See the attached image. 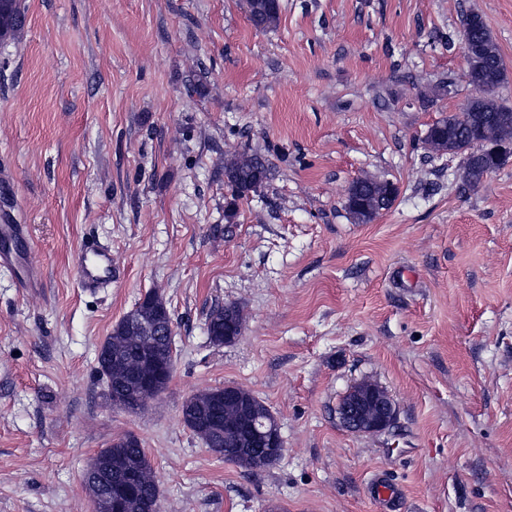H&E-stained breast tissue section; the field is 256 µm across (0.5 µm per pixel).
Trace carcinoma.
<instances>
[{"label": "carcinoma", "mask_w": 512, "mask_h": 512, "mask_svg": "<svg viewBox=\"0 0 512 512\" xmlns=\"http://www.w3.org/2000/svg\"><path fill=\"white\" fill-rule=\"evenodd\" d=\"M250 19H261L265 25L274 24L279 15V0H246ZM0 13L10 17L26 18L24 0H3ZM460 43L463 51L475 55V64L471 68L470 86L473 94L462 104L458 111L436 121L428 130L425 143L437 153L462 158L465 174L464 185L474 188L484 177L495 171L498 165L487 154L479 155L473 151V142L485 133L500 132L512 138V106L503 102H494L487 98L502 82L505 62L500 49L488 29L482 16L471 12L462 19ZM269 163L257 153L241 154L224 160V176L231 189L232 199L245 196L249 191L262 184L268 176ZM396 199V189L389 181L357 180L348 188L345 207L354 221L366 224L381 211L389 209ZM136 321L147 324H170V310L162 298L149 294L145 300L127 313ZM206 325L215 335L211 343L224 344V336L243 325V315L239 306L226 304L213 308ZM111 352L122 354L128 361H135L144 347L138 338L121 330L115 325L105 340ZM103 377L107 387L118 396L130 392L124 374L111 366L105 368ZM224 395V389L215 388L201 391L190 398L193 405L202 409L205 416L214 419V423L205 431L195 421L187 419L184 425L196 435L213 453L224 457V461L234 463L248 471L256 470V460L264 457L265 443L263 431L276 423L270 409L252 393L242 391V399L236 405H224L216 397ZM243 413L256 419L260 434L251 435L238 446L235 440L224 432V419ZM102 453L112 456V465L137 473L139 478L138 501L129 505L128 512H145L146 506L159 494L156 474L141 442L134 435H126L112 441L102 449Z\"/></svg>", "instance_id": "cac0c4a2"}]
</instances>
